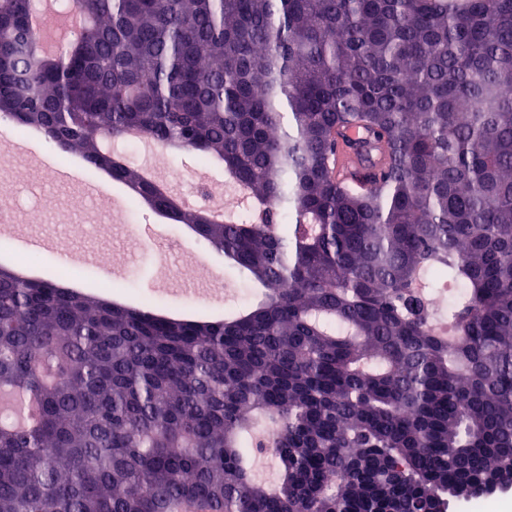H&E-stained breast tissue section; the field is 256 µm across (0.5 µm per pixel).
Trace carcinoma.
<instances>
[{"instance_id": "1", "label": "carcinoma", "mask_w": 512, "mask_h": 512, "mask_svg": "<svg viewBox=\"0 0 512 512\" xmlns=\"http://www.w3.org/2000/svg\"><path fill=\"white\" fill-rule=\"evenodd\" d=\"M0 0V115L262 290L165 315L0 266V512H448L512 470V0ZM376 145L349 184L332 156ZM224 165L171 204L102 141ZM448 282V305L426 298ZM268 436L271 478L253 473Z\"/></svg>"}]
</instances>
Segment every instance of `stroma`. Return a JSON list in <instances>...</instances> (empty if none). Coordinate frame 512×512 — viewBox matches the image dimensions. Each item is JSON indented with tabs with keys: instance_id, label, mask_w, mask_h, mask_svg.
<instances>
[{
	"instance_id": "35a3bbf8",
	"label": "stroma",
	"mask_w": 512,
	"mask_h": 512,
	"mask_svg": "<svg viewBox=\"0 0 512 512\" xmlns=\"http://www.w3.org/2000/svg\"><path fill=\"white\" fill-rule=\"evenodd\" d=\"M0 145L12 151L10 188L15 203L34 212L30 223L0 231L1 264L24 270L28 252L20 241L33 238L42 243L32 270L40 280L57 278V252L63 248L84 259L71 269L83 290H101L113 300L136 304L151 299L167 313L200 311L213 316L252 301L249 288L235 269L225 265L223 254L186 225L152 211L123 184L102 182L100 170L89 165H80L82 181L63 182L39 161L47 153L67 168L77 163V154L58 149L44 137L22 133L2 116ZM154 162L158 173L175 165L185 179L209 183L219 192L224 189L222 168L202 166L191 154L161 151ZM116 210L125 213L128 227H113L108 238L79 233L88 216L106 221ZM184 253L190 255L196 276L182 286L170 281L168 269Z\"/></svg>"
}]
</instances>
